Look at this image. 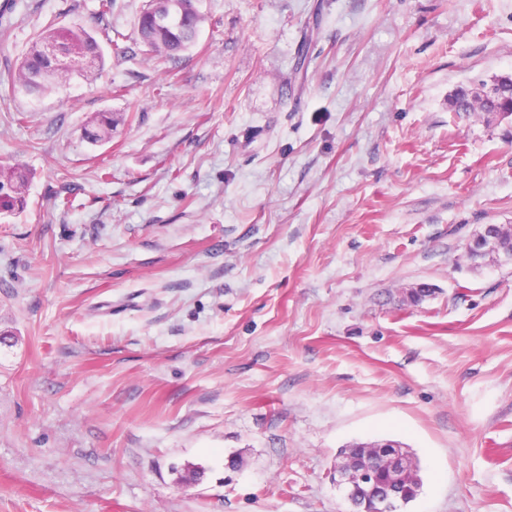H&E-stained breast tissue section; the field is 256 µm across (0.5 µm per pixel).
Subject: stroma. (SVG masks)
Listing matches in <instances>:
<instances>
[{
	"label": "stroma",
	"instance_id": "1",
	"mask_svg": "<svg viewBox=\"0 0 512 512\" xmlns=\"http://www.w3.org/2000/svg\"><path fill=\"white\" fill-rule=\"evenodd\" d=\"M146 4L0 0V512H347L381 439L406 512H512V262L464 255L512 224V116L448 105L512 76V0H198L166 61ZM73 23L98 78L16 88ZM175 2L177 6H171ZM197 0H152L135 24L137 35L152 57L166 60L173 52L187 50L195 41L203 16ZM171 8L176 12L170 13ZM183 18L180 21V13ZM168 14L165 25L157 24L155 15ZM116 119L110 111L99 112L93 120V129L87 130L86 139L98 143L112 138V130ZM29 172L18 163L0 164V215L23 213L27 208L26 185ZM366 452L375 460L374 464L359 470H355L352 463L344 464L336 475V484L342 486L344 498L352 508L350 512H367L366 509L356 510L351 501L350 494L358 488L368 491L371 495V507L378 509L375 512H391L393 510L386 507L397 505L403 495L402 480L406 481L411 475L408 459L399 446L393 443L375 445L366 448ZM381 468L392 476L391 483L383 491L379 489L378 477L379 481L385 484L387 475L383 471L379 472Z\"/></svg>",
	"mask_w": 512,
	"mask_h": 512
}]
</instances>
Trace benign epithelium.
Wrapping results in <instances>:
<instances>
[{"label": "benign epithelium", "instance_id": "benign-epithelium-1", "mask_svg": "<svg viewBox=\"0 0 512 512\" xmlns=\"http://www.w3.org/2000/svg\"><path fill=\"white\" fill-rule=\"evenodd\" d=\"M494 256L504 262H512V225L487 224L466 244L465 256L474 260ZM374 464L363 469H355L348 463L336 475V485L341 487L346 501H351V493L364 489L371 495L372 507L377 512H391L389 507L397 505L403 495V480L411 472L405 453L393 443L375 445L366 449ZM384 469L392 476L391 483L379 489L378 472Z\"/></svg>", "mask_w": 512, "mask_h": 512}]
</instances>
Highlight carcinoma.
I'll use <instances>...</instances> for the list:
<instances>
[{"instance_id": "1", "label": "carcinoma", "mask_w": 512, "mask_h": 512, "mask_svg": "<svg viewBox=\"0 0 512 512\" xmlns=\"http://www.w3.org/2000/svg\"><path fill=\"white\" fill-rule=\"evenodd\" d=\"M197 0H150L135 24L137 35L152 56L167 59L172 53L188 49L195 41L203 16ZM54 41L61 47L62 66L42 54L41 45ZM103 64L102 47L95 35L81 24L59 27L44 32L22 57L16 83L29 93L43 92L53 84L65 85L72 77L95 78ZM449 105L467 112L512 115V77L501 76L493 81L490 94L468 95V89H456ZM116 119L110 111L97 114L93 129L86 139L93 143L112 138ZM29 172L20 164H0V215L23 213L27 208L26 185Z\"/></svg>"}]
</instances>
